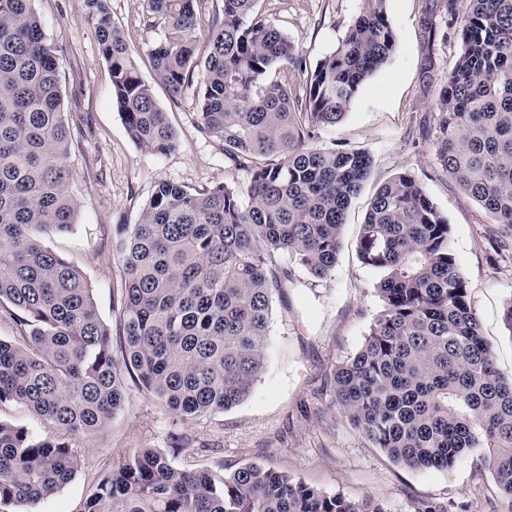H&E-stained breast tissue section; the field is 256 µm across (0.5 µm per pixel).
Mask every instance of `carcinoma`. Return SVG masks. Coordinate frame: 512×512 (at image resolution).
Segmentation results:
<instances>
[{"instance_id":"carcinoma-1","label":"carcinoma","mask_w":512,"mask_h":512,"mask_svg":"<svg viewBox=\"0 0 512 512\" xmlns=\"http://www.w3.org/2000/svg\"><path fill=\"white\" fill-rule=\"evenodd\" d=\"M33 0H0V403L35 412L45 432L0 421V507L29 512L66 485L67 441L99 431L132 381L184 421L222 413L265 365L273 297L291 270L334 269L345 215L370 175L365 151L314 145L342 121L360 86L396 46L387 0H360L336 49L310 69L258 0H221L209 51L195 55L198 0H147L164 23L145 81L112 22L86 0L112 100L130 138L176 147L153 84L198 99L196 124L243 183L154 187L135 224H119L123 277L113 289L118 336L86 277L45 246L72 231L71 130L62 117L61 50ZM462 15L461 54L435 103L436 164L512 230V0H445ZM306 73L303 93L269 79ZM380 274L381 308L358 351L330 375L334 406L392 462L448 469L480 451L512 512V376L499 371L450 245L447 216L408 172L370 200L357 242ZM120 351L116 358L114 351ZM84 512H383L285 470L246 464L224 476L188 471L151 448L126 453Z\"/></svg>"}]
</instances>
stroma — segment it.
<instances>
[{
  "label": "stroma",
  "mask_w": 512,
  "mask_h": 512,
  "mask_svg": "<svg viewBox=\"0 0 512 512\" xmlns=\"http://www.w3.org/2000/svg\"><path fill=\"white\" fill-rule=\"evenodd\" d=\"M360 0H259L270 21L296 44L308 66L329 55ZM48 36L66 58L61 71L63 112L72 132V191L79 201L71 233L49 247L86 276L99 313L116 326L112 290L121 274L116 225L136 223L157 182L192 190L243 181L224 153L195 123L196 97L174 101L162 85L154 95L177 139L156 155L129 137L112 104V78L102 59L85 0H34ZM425 0H387L397 45L390 60L359 88L343 120L319 130L317 145L361 149L372 172L347 210L336 266L324 279L293 269L275 297L265 340L266 364L250 394L220 414L185 423L128 386L124 405L98 432L71 437L79 467L72 480L36 505L35 512H83L112 464L132 448L165 453L188 470L221 474L255 463L282 469L327 492L381 504L384 512H492L499 498L480 452L452 468L409 469L371 447L331 406L328 378L362 345L380 309L376 271L358 259L356 243L378 187L409 172L448 217L451 247L469 284L473 306L499 370L512 375V332L503 312L512 300V232L496 224L434 161L425 133L433 105L462 49L461 21L436 7L439 34L424 44ZM115 25L134 52L144 80L153 78L149 49L163 27L146 0H110Z\"/></svg>",
  "instance_id": "35a3bbf8"
}]
</instances>
